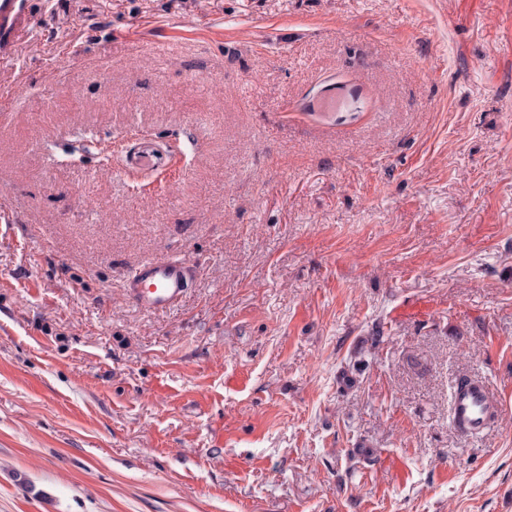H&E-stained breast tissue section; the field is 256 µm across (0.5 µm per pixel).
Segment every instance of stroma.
Returning a JSON list of instances; mask_svg holds the SVG:
<instances>
[{"mask_svg": "<svg viewBox=\"0 0 512 512\" xmlns=\"http://www.w3.org/2000/svg\"><path fill=\"white\" fill-rule=\"evenodd\" d=\"M1 87L0 512H512V0H31ZM190 266L186 261L155 258L139 265L130 278L129 295L140 307L164 309L182 295ZM451 423L459 433L477 436L498 423L503 403L488 385L478 378H458L449 396Z\"/></svg>", "mask_w": 512, "mask_h": 512, "instance_id": "obj_1", "label": "stroma"}]
</instances>
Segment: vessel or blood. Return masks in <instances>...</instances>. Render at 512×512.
Masks as SVG:
<instances>
[{
  "label": "vessel or blood",
  "instance_id": "1",
  "mask_svg": "<svg viewBox=\"0 0 512 512\" xmlns=\"http://www.w3.org/2000/svg\"><path fill=\"white\" fill-rule=\"evenodd\" d=\"M28 0H0V41L13 19L26 12ZM190 266L182 260L155 258L139 265L128 282L134 302L148 310L164 309L182 295ZM451 423L459 433L477 436L498 423L503 403L478 378L452 382L449 396Z\"/></svg>",
  "mask_w": 512,
  "mask_h": 512
}]
</instances>
